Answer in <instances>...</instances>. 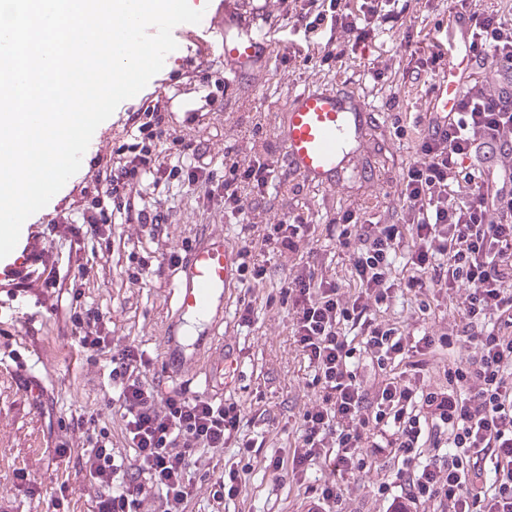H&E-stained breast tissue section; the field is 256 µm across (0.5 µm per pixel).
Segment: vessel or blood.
<instances>
[{"label":"vessel or blood","instance_id":"obj_1","mask_svg":"<svg viewBox=\"0 0 512 512\" xmlns=\"http://www.w3.org/2000/svg\"><path fill=\"white\" fill-rule=\"evenodd\" d=\"M212 42L200 45L199 63H206L213 52H220L226 71L236 76L258 78L271 55L270 43L260 37L253 25L233 6H223L210 19ZM456 54L449 60L442 82L440 105L450 108L460 89L459 72L467 62L466 31L455 32ZM169 105L182 109L191 118L200 111H220L222 104L208 96L191 101L177 99L160 90ZM372 111L365 101L336 91L305 89L294 95L278 126V139L290 171L305 180L335 185L345 175L356 172V159L364 143L368 117ZM37 246H30L22 260L0 270V281L26 274L43 262ZM237 254L226 238L207 235L189 251L176 269L174 287L178 308L171 328L161 344L165 376L176 379L193 366L187 339L188 317L206 318L227 310V298L237 276Z\"/></svg>","mask_w":512,"mask_h":512}]
</instances>
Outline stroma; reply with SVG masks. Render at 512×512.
<instances>
[{
	"label": "stroma",
	"instance_id": "obj_1",
	"mask_svg": "<svg viewBox=\"0 0 512 512\" xmlns=\"http://www.w3.org/2000/svg\"><path fill=\"white\" fill-rule=\"evenodd\" d=\"M259 35L273 44L274 54L259 83L249 78H225L224 62L213 58L195 65L197 44L211 40L205 21L195 24V39L178 38L162 70L137 96L119 104L113 115L95 131L79 171L41 210L30 216L23 230L33 236L62 285H69L79 265L91 274L82 287L85 303L99 307L116 335L134 340L147 352L152 374L163 372L161 342L174 312L171 280L174 267L163 262L162 252L208 234L236 240L239 225L229 223L224 208L203 206L207 186L181 181L153 188L150 181L134 186L127 208L116 214L110 234L86 241L81 264L69 260V216L80 211L81 188L92 187V178L115 145L128 113L144 111L157 98L161 86L191 94L195 90L216 92L223 111L183 123L180 114L169 111L166 127L171 139L195 143L206 150L212 168H220L227 150L249 156L265 155L278 147L277 126L287 111L291 96L308 86L327 85L343 93L364 96L377 110L366 132V148L358 159L361 175L338 180L336 185L312 184L295 174L281 177L278 189L289 207L309 208L319 214L321 199L337 209L362 208L367 215L386 218L388 208L399 203L402 167L412 157L393 136L392 116L381 108L383 94L369 72L373 58L401 61L405 49L398 40L381 34L366 50L343 66L322 71L305 62L303 35L291 27L278 0H236ZM220 81L213 90L212 81ZM168 211L169 223L155 235H135L137 213L143 204ZM144 257L152 268L148 280L129 283L125 270L130 254ZM46 273L16 279V291L0 293V512H53L49 495L64 463L52 453L58 444L72 440L73 416L92 413L111 433H118L121 418L100 385L98 367L88 364L77 348L67 323L69 305L57 300ZM292 319L280 308L257 303L253 323L245 329L228 325L224 335L208 340L198 351L190 377L177 381L187 396L206 392L207 374L218 361L222 347H230L239 361L240 374L225 389L224 397L235 399L245 416L259 408L277 409L284 401L304 405L315 399L309 384L310 371L291 337ZM38 360L29 376L18 375L15 355ZM299 488L277 480L273 472L255 466L246 477L239 499L225 512H294Z\"/></svg>",
	"mask_w": 512,
	"mask_h": 512
}]
</instances>
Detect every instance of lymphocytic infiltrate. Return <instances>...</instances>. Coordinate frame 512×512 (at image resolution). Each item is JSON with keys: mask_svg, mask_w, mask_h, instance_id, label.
Wrapping results in <instances>:
<instances>
[{"mask_svg": "<svg viewBox=\"0 0 512 512\" xmlns=\"http://www.w3.org/2000/svg\"><path fill=\"white\" fill-rule=\"evenodd\" d=\"M302 32L307 60L330 67L365 45L376 31L401 34L410 48L402 62L374 65V81L398 74L403 85L427 86L445 73L448 58L415 38V23L463 24L470 30V65L449 111L428 105L411 121L403 101H384L397 139L412 146L400 178V207L389 220L359 209L327 214L326 229L344 260L337 276L311 248L317 227L309 213L289 211L276 187L272 161L226 156L223 171H202L191 144L167 145L160 105L129 113L125 143L94 176L92 215L75 225L71 248L102 234L109 206L135 184L205 182L224 213L240 226L236 300L239 326L250 325L255 295L277 270L261 261L275 251L293 266L266 302L292 317V337L319 388L303 407L294 442L265 467L303 487L313 512H344L361 477L389 501L387 512H512V5L475 0H281ZM284 220L262 226L243 208V191ZM414 299L421 320L439 299L454 296L446 328L411 332L387 313L398 296ZM82 351L103 356L102 378L117 406L121 440L113 442L91 414L76 417V443L56 449L69 469L53 505L81 482L88 512H224L239 498L256 457L257 439L241 431L237 402L162 392L138 345L113 337L97 307L68 311ZM447 357L444 384L424 383L428 366ZM235 449L225 459V449ZM216 480L191 471L216 458ZM321 467L322 481L309 480Z\"/></svg>", "mask_w": 512, "mask_h": 512, "instance_id": "obj_1", "label": "lymphocytic infiltrate"}]
</instances>
